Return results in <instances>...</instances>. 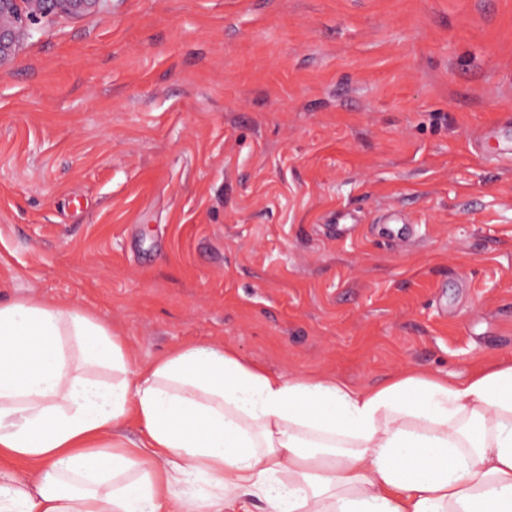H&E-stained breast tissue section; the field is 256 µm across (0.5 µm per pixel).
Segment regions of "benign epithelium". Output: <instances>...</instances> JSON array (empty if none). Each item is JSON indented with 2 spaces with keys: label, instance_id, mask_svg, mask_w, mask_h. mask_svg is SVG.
Segmentation results:
<instances>
[{
  "label": "benign epithelium",
  "instance_id": "benign-epithelium-1",
  "mask_svg": "<svg viewBox=\"0 0 512 512\" xmlns=\"http://www.w3.org/2000/svg\"><path fill=\"white\" fill-rule=\"evenodd\" d=\"M107 0H0V67L22 53L31 25L51 14L82 16L103 10Z\"/></svg>",
  "mask_w": 512,
  "mask_h": 512
}]
</instances>
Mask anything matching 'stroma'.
<instances>
[{
  "instance_id": "obj_1",
  "label": "stroma",
  "mask_w": 512,
  "mask_h": 512,
  "mask_svg": "<svg viewBox=\"0 0 512 512\" xmlns=\"http://www.w3.org/2000/svg\"><path fill=\"white\" fill-rule=\"evenodd\" d=\"M512 0H108L0 67V303L365 388L512 357Z\"/></svg>"
}]
</instances>
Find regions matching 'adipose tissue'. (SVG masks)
<instances>
[{
	"label": "adipose tissue",
	"instance_id": "obj_1",
	"mask_svg": "<svg viewBox=\"0 0 512 512\" xmlns=\"http://www.w3.org/2000/svg\"><path fill=\"white\" fill-rule=\"evenodd\" d=\"M0 454L32 465L0 471V512H512V360L359 389L188 343L134 371L111 324L19 298L0 303Z\"/></svg>",
	"mask_w": 512,
	"mask_h": 512
}]
</instances>
